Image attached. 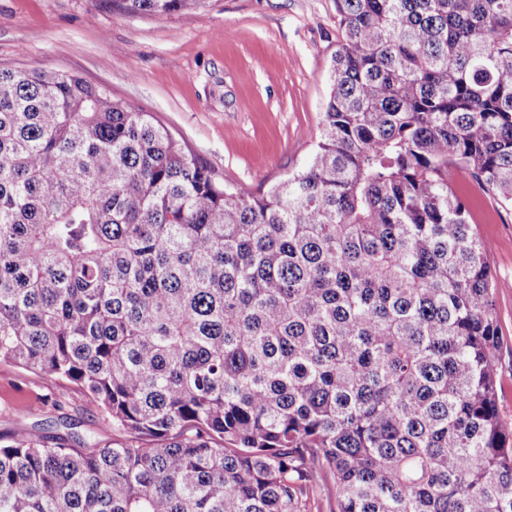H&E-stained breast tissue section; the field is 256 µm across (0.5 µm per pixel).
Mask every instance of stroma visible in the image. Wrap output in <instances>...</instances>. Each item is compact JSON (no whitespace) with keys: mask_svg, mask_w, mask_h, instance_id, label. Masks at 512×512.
Returning <instances> with one entry per match:
<instances>
[{"mask_svg":"<svg viewBox=\"0 0 512 512\" xmlns=\"http://www.w3.org/2000/svg\"><path fill=\"white\" fill-rule=\"evenodd\" d=\"M341 40L336 0H209L132 15L111 0H0V68L76 75L135 104L227 186L262 194L312 159ZM458 193L500 287L497 404L512 423V205L471 180ZM112 437L105 413L65 380L0 362V433L44 435L60 419Z\"/></svg>","mask_w":512,"mask_h":512,"instance_id":"35a3bbf8","label":"stroma"}]
</instances>
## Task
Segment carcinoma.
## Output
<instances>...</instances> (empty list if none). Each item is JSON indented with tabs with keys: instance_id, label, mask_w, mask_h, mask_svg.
I'll return each mask as SVG.
<instances>
[{
	"instance_id": "cac0c4a2",
	"label": "carcinoma",
	"mask_w": 512,
	"mask_h": 512,
	"mask_svg": "<svg viewBox=\"0 0 512 512\" xmlns=\"http://www.w3.org/2000/svg\"><path fill=\"white\" fill-rule=\"evenodd\" d=\"M206 0H119L175 14ZM317 150L228 187L101 85L0 69V362L126 440L0 443V512H512L494 282L512 0H336Z\"/></svg>"
}]
</instances>
